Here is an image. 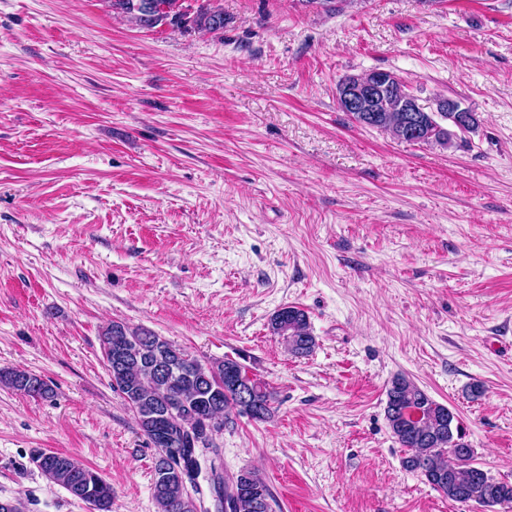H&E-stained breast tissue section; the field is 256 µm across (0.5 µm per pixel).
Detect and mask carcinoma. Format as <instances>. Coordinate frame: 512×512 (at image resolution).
Instances as JSON below:
<instances>
[{
	"instance_id": "obj_1",
	"label": "carcinoma",
	"mask_w": 512,
	"mask_h": 512,
	"mask_svg": "<svg viewBox=\"0 0 512 512\" xmlns=\"http://www.w3.org/2000/svg\"><path fill=\"white\" fill-rule=\"evenodd\" d=\"M112 13L129 18L141 27L155 28L169 24L181 30H220L224 11L219 6L194 7L186 0H107ZM381 111L375 113L373 128L400 139L399 126L403 101L387 90L379 100ZM454 116L440 112L422 114V123L430 130L427 143L450 147L455 134L447 128ZM273 335L281 337L288 351L309 355L315 347L307 315L295 306L282 307L271 319ZM123 336L131 343L133 354L120 368L107 367L112 389L118 392L132 411L139 431L154 443L157 415L167 404L179 406L184 416H173L167 432L174 438L203 414L229 422L231 413L264 421L273 413L275 396L268 385L254 380L250 408H245L234 394L224 391L229 374L247 375L237 361L226 358L203 364L173 342L140 327L114 322L102 334L104 354H109L112 338ZM171 357L180 361L181 373L171 381L160 375L156 364ZM0 384L24 395L46 399L51 388L42 378L23 369H0ZM385 417L396 441L405 449L402 466L417 473L449 500L479 508L501 506L512 509V483L489 476L472 463L474 450L464 441L460 428L453 427L455 416L448 407L436 402L414 381L395 376L387 389ZM29 460L52 483L87 503L92 512H112V484L100 473L61 452L31 450ZM152 496L157 512H197V499L176 479H163L159 462H154ZM228 502L233 512H272V495L264 476L255 469L240 470L231 481Z\"/></svg>"
}]
</instances>
